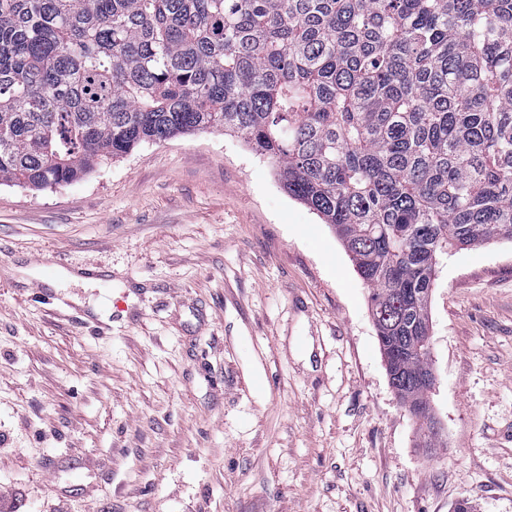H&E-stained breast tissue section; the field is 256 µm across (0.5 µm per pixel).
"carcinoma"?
Segmentation results:
<instances>
[{
	"label": "carcinoma",
	"instance_id": "1",
	"mask_svg": "<svg viewBox=\"0 0 512 512\" xmlns=\"http://www.w3.org/2000/svg\"><path fill=\"white\" fill-rule=\"evenodd\" d=\"M208 129L335 230L435 441L439 260L512 241V0H0V184Z\"/></svg>",
	"mask_w": 512,
	"mask_h": 512
}]
</instances>
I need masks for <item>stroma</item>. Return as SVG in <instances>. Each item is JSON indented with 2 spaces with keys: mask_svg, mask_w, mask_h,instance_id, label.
<instances>
[{
  "mask_svg": "<svg viewBox=\"0 0 512 512\" xmlns=\"http://www.w3.org/2000/svg\"><path fill=\"white\" fill-rule=\"evenodd\" d=\"M368 295L331 226L220 131L1 184L0 512H512V242L440 261L435 447Z\"/></svg>",
  "mask_w": 512,
  "mask_h": 512,
  "instance_id": "obj_1",
  "label": "stroma"
}]
</instances>
